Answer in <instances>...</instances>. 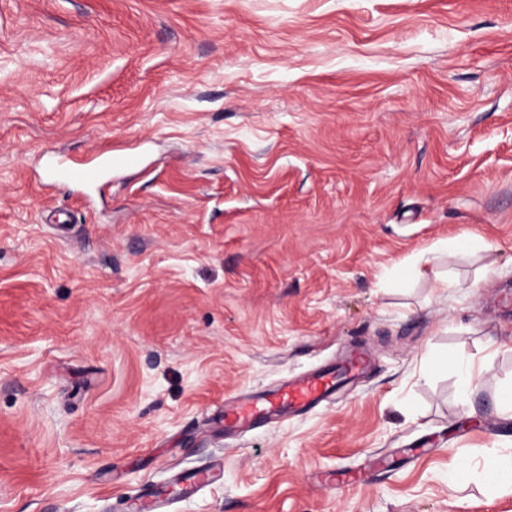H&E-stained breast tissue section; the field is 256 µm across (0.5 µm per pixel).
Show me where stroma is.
I'll use <instances>...</instances> for the list:
<instances>
[{
  "instance_id": "35a3bbf8",
  "label": "stroma",
  "mask_w": 512,
  "mask_h": 512,
  "mask_svg": "<svg viewBox=\"0 0 512 512\" xmlns=\"http://www.w3.org/2000/svg\"><path fill=\"white\" fill-rule=\"evenodd\" d=\"M49 154L135 163L82 190ZM468 236L448 296L402 281ZM509 292L512 0H0V512L217 462L169 512H512L479 476ZM354 347L344 392L225 435ZM489 245L477 238H461L456 237L436 243L433 251L436 254L454 256L459 253L474 251L475 249H488Z\"/></svg>"
}]
</instances>
